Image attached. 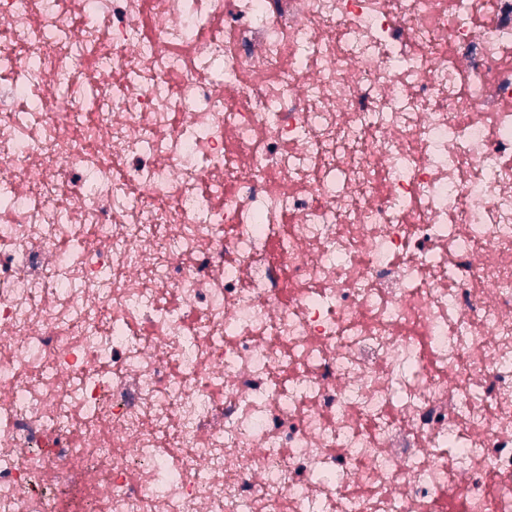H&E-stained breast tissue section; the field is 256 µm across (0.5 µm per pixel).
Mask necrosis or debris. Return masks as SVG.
I'll use <instances>...</instances> for the list:
<instances>
[{"label":"necrosis or debris","instance_id":"necrosis-or-debris-1","mask_svg":"<svg viewBox=\"0 0 512 512\" xmlns=\"http://www.w3.org/2000/svg\"><path fill=\"white\" fill-rule=\"evenodd\" d=\"M0 512H512V0H0Z\"/></svg>","mask_w":512,"mask_h":512}]
</instances>
